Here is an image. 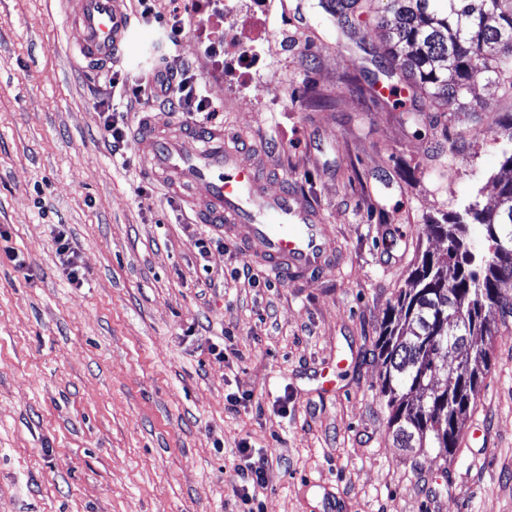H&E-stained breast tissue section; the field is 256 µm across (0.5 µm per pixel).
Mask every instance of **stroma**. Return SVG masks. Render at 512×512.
Masks as SVG:
<instances>
[{"label":"stroma","instance_id":"stroma-1","mask_svg":"<svg viewBox=\"0 0 512 512\" xmlns=\"http://www.w3.org/2000/svg\"><path fill=\"white\" fill-rule=\"evenodd\" d=\"M223 2L174 44L171 0L147 21L126 0L109 89L80 67L60 0H0V512H512V316L483 339L491 368L461 420L489 438L450 457L396 447L376 347L421 252L439 249L431 221L494 205L501 138L460 112L427 129L428 99L408 89L396 108L373 91L382 29L338 25L319 0L269 16ZM228 32L238 52L215 57ZM166 64L204 82L218 123L330 226L343 261L320 283L236 279L239 244L145 178L134 144L113 155L106 111L132 130L182 122L129 99ZM245 447L268 457L249 500L233 490Z\"/></svg>","mask_w":512,"mask_h":512}]
</instances>
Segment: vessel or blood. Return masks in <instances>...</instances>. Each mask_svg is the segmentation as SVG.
Segmentation results:
<instances>
[{"instance_id": "obj_1", "label": "vessel or blood", "mask_w": 512, "mask_h": 512, "mask_svg": "<svg viewBox=\"0 0 512 512\" xmlns=\"http://www.w3.org/2000/svg\"><path fill=\"white\" fill-rule=\"evenodd\" d=\"M65 3L66 21L78 32V49L88 65L123 55L132 33L125 0ZM134 144L152 179L201 191L205 205L197 211L198 221L241 240L266 277L314 280L335 265V244L317 210L299 192L271 191L262 165L247 156L234 134L214 125L173 130L149 119L138 126Z\"/></svg>"}]
</instances>
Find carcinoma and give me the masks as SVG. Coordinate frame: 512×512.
<instances>
[{"instance_id":"cac0c4a2","label":"carcinoma","mask_w":512,"mask_h":512,"mask_svg":"<svg viewBox=\"0 0 512 512\" xmlns=\"http://www.w3.org/2000/svg\"><path fill=\"white\" fill-rule=\"evenodd\" d=\"M362 2L320 0V6L346 26ZM386 2L393 25L388 60L379 64L382 75L402 76L412 90L424 89L456 112H472L492 132L508 131L512 141V115L462 102L471 75L483 69L512 92V0ZM502 157L495 207L481 209L471 201L431 224L447 248L422 253L379 335L381 393L399 448L453 453L456 423L489 369L487 349L469 343L492 335L496 315L509 304L498 285L512 280V150H503ZM440 358L448 363L438 364Z\"/></svg>"}]
</instances>
